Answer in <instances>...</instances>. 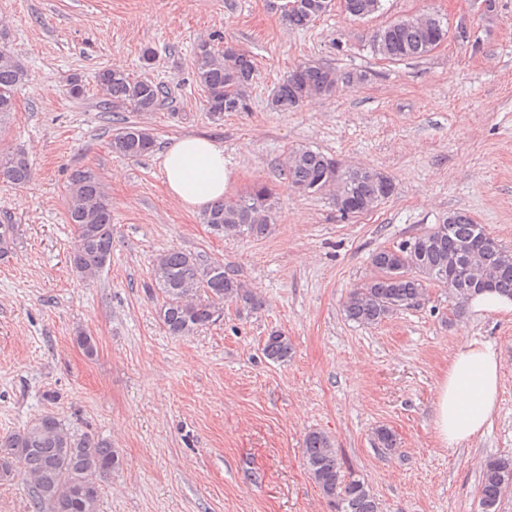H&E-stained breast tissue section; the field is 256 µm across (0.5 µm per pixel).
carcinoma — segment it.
Masks as SVG:
<instances>
[{"instance_id":"obj_1","label":"carcinoma","mask_w":512,"mask_h":512,"mask_svg":"<svg viewBox=\"0 0 512 512\" xmlns=\"http://www.w3.org/2000/svg\"><path fill=\"white\" fill-rule=\"evenodd\" d=\"M282 0L278 5L289 26L304 29L325 14L322 0ZM348 13L365 18L381 8V0H346ZM423 28L417 19L396 20L372 31V52L387 60L419 58L434 49L447 36L441 19L429 15ZM196 82L204 92L205 106L213 115L245 112L254 80L256 64L249 53L227 46L214 48L207 40L197 43ZM27 73L10 49L0 46V117L14 111L15 90ZM336 70L316 60L298 64L272 93L271 107L287 112L312 97L336 93ZM104 104L128 103L138 112H154L161 106L162 91L147 78L136 77L119 68H104L95 75ZM154 145L151 129L136 123L118 128L111 141L112 151L137 159ZM285 175L288 188L303 195L334 193L336 210L342 215L353 209L376 208L394 192L387 175L367 167L342 166L335 159L309 148H295L287 156ZM33 177V167L22 152L0 153V182L24 187ZM273 192L255 186L235 199H223L206 208L202 222L224 236L265 238L273 231L275 208ZM67 219L76 227V241L69 255L72 271L90 281L112 259V211L106 201L99 176L91 169H76L70 175ZM446 225L435 224L414 238L407 251L383 248L373 252L374 269L361 286L349 291L343 303L349 319L362 325H378L400 310L417 304L427 287L440 282V274L457 268V287L452 294L466 300L478 293L468 282L461 246L471 243L483 227L472 218L456 212ZM18 225L0 224V260L14 253ZM483 263L494 276V290L512 298V261L502 260L496 250L483 254ZM151 286L162 295L160 318L166 332L179 338L190 337L220 320L224 303L243 302L251 308L260 301L245 289L231 271L203 256L169 250L160 253L152 267ZM268 359L283 363L292 354V344L279 331L271 332L263 346ZM373 445L382 452L397 446L395 433L384 426L373 432ZM303 454L312 479L322 495L334 503L336 512H380L371 488L342 469L334 441L325 433L312 430L304 438ZM120 465L112 440L94 434L78 435L53 412L34 418L22 429L0 437V480L15 475L27 487L31 512H99L103 483ZM512 494V456L485 460L479 488L482 512H498V505Z\"/></svg>"}]
</instances>
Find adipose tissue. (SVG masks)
<instances>
[{"label": "adipose tissue", "mask_w": 512, "mask_h": 512, "mask_svg": "<svg viewBox=\"0 0 512 512\" xmlns=\"http://www.w3.org/2000/svg\"><path fill=\"white\" fill-rule=\"evenodd\" d=\"M164 183L172 198L190 211L223 199L228 173L224 147L213 138H174L161 157ZM502 363L491 346L472 343L448 364L434 400V427L444 446L482 435L497 405Z\"/></svg>", "instance_id": "adipose-tissue-1"}]
</instances>
